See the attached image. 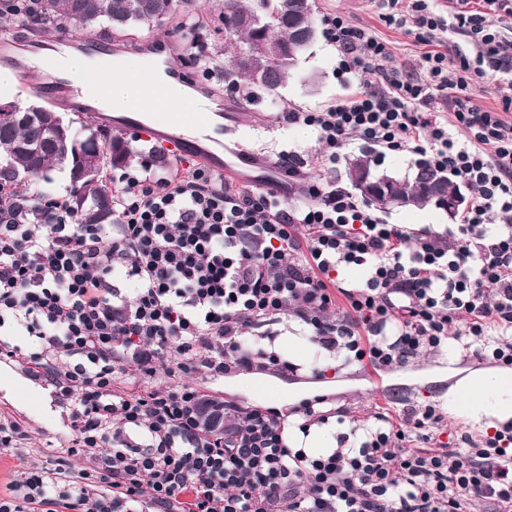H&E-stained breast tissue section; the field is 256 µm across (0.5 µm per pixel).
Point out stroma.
I'll return each mask as SVG.
<instances>
[{"label":"stroma","instance_id":"stroma-1","mask_svg":"<svg viewBox=\"0 0 512 512\" xmlns=\"http://www.w3.org/2000/svg\"><path fill=\"white\" fill-rule=\"evenodd\" d=\"M313 17L322 19L326 14L344 16L352 24L369 29L374 36L386 43L395 64L416 67L426 46L418 39L413 26L398 28L389 25L382 17L378 0H313ZM224 0H175V9L168 17L153 26L140 30L138 38L159 40L175 39L188 45L184 64L189 72L211 75L216 87L224 85V64H204L205 48L222 50L232 43L225 34L218 15ZM338 54L326 38H318L300 60L288 83L274 93H260L243 100L237 115L236 136L249 149L262 153L270 160H277L282 152L293 151L308 164L300 177L295 178V194L288 203L299 206L307 202L305 189L313 183L336 181L347 185L346 159L366 152L360 140H353L344 152V161L329 171L310 160L315 150L314 133L288 125V109L305 110L322 108L336 103L348 93L349 85L359 84V77L343 81L337 74ZM376 375L372 367H340L329 381L316 379L313 373L300 372L284 376L274 371L261 374L240 372L210 381L215 392L229 393L241 404L253 403L257 395H264L267 404L289 410L301 399L315 393L328 394L330 407L347 406L359 418L372 415L377 407L394 401L400 403L442 401L444 394L457 381L440 363L435 352L423 353L408 366L398 367L379 374L381 385H373ZM29 386L38 404L27 409L18 402L15 392L20 386ZM23 420L30 438L18 448L16 454L0 455V486L6 485L18 466L19 459H26L35 470L52 467L55 459L66 446L70 432V410L54 387L27 381L11 368L0 366V418Z\"/></svg>","mask_w":512,"mask_h":512}]
</instances>
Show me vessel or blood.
I'll use <instances>...</instances> for the list:
<instances>
[{
	"instance_id": "b4317fda",
	"label": "vessel or blood",
	"mask_w": 512,
	"mask_h": 512,
	"mask_svg": "<svg viewBox=\"0 0 512 512\" xmlns=\"http://www.w3.org/2000/svg\"><path fill=\"white\" fill-rule=\"evenodd\" d=\"M168 50V71L179 84L194 87V94L187 96L179 106L159 113L151 123H144L140 110L136 109L113 119V128L161 140L174 155L195 160L224 178L287 196V175L275 163L235 140V130L226 123L225 115L238 111L237 102L224 100L221 94L210 90L208 81L178 66L180 51L177 43H169ZM128 52L144 57V64L136 69L122 66L120 60ZM159 52L157 44L148 39L114 43L111 51L115 60L112 67L114 78L125 82L135 92L152 87L156 71L146 59ZM79 85L80 91L74 101L78 108L86 101L102 99L107 93L106 86L93 69L80 79Z\"/></svg>"
}]
</instances>
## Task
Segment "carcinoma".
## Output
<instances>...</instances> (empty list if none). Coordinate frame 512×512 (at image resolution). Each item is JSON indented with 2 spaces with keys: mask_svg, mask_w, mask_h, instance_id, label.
<instances>
[{
  "mask_svg": "<svg viewBox=\"0 0 512 512\" xmlns=\"http://www.w3.org/2000/svg\"><path fill=\"white\" fill-rule=\"evenodd\" d=\"M38 11L30 12L25 0H0V18L18 19L31 32H55L72 25L100 26L123 33L149 25L169 15L173 0H39ZM299 0H224L221 22L224 31L241 37L239 47L224 65V80L235 88L244 86L245 94L260 88L274 92L288 82L301 55L316 40L317 24L311 32L298 36L294 31ZM47 107L30 106L24 111L12 108L0 111V185L12 188L11 202L24 208L27 220L40 219L37 203L15 189L25 178L52 182L54 171L67 172L72 190V213L82 224L112 223V188L108 171L133 165L142 153L122 137L107 136L86 125L72 130L65 141L50 138L51 126L42 113ZM101 150L109 160L94 178L78 180L72 174L74 157L87 150ZM440 174L444 190L457 186L452 175L427 163L418 164L412 181H402L396 199L408 201L415 184Z\"/></svg>",
  "mask_w": 512,
  "mask_h": 512,
  "instance_id": "cac0c4a2",
  "label": "carcinoma"
}]
</instances>
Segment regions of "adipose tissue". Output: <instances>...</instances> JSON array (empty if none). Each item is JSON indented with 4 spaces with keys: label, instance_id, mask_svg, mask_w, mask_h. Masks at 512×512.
<instances>
[{
    "label": "adipose tissue",
    "instance_id": "adipose-tissue-1",
    "mask_svg": "<svg viewBox=\"0 0 512 512\" xmlns=\"http://www.w3.org/2000/svg\"><path fill=\"white\" fill-rule=\"evenodd\" d=\"M97 69L100 78L108 82L109 91L105 99L97 101V108L122 114L135 104L131 90L120 83L112 82V59L108 56L90 58L77 52H69L60 59V71L68 79H78L86 69ZM273 351L287 355L289 361L303 369L324 368L337 364L341 353H330L316 345L310 336L288 334L278 337ZM448 407L452 413L466 421L479 423L493 418L498 422L512 420V370L478 369L458 379L447 394ZM298 417H289L284 436L290 448L304 449L307 454H328L337 447V438L349 434L350 426L328 418L325 423L312 425L309 432H300Z\"/></svg>",
    "mask_w": 512,
    "mask_h": 512
}]
</instances>
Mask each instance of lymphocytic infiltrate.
<instances>
[{"mask_svg": "<svg viewBox=\"0 0 512 512\" xmlns=\"http://www.w3.org/2000/svg\"><path fill=\"white\" fill-rule=\"evenodd\" d=\"M450 18L428 0H387L389 23L477 38V62L429 50L417 71L393 65L386 44L339 15L322 24L340 74L364 72L346 98L286 112L313 128L320 166L351 140L427 157L475 190L456 227L437 233L389 223L336 182L309 185L313 204L232 188L196 164L112 179V221L82 224L68 201L42 223L0 207V360L52 385L71 410L65 453L93 460L66 479L27 468L6 485L0 512H512V430L461 447L441 439L434 403L379 408L356 451L311 458L283 439L284 414L208 395L205 379L297 365L246 343L293 312L329 351L377 371L402 367L449 338L493 344L512 365V42L484 26L512 17V0H455ZM498 73L503 112L475 104ZM444 108H436V98ZM363 267L356 288L340 265ZM132 284L123 294L118 279ZM31 338V347L15 344ZM164 373L141 393L118 389L125 362Z\"/></svg>", "mask_w": 512, "mask_h": 512, "instance_id": "f902f5d3", "label": "lymphocytic infiltrate"}]
</instances>
